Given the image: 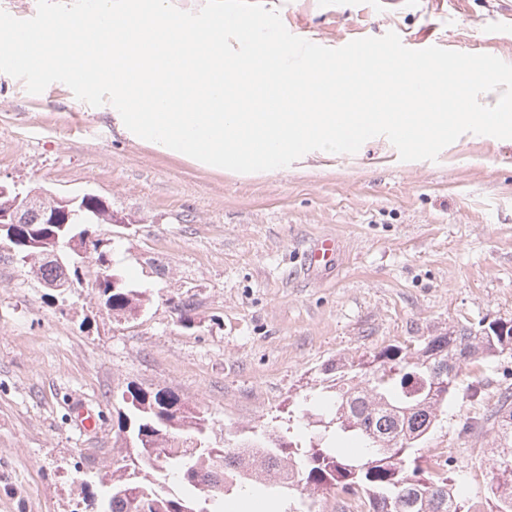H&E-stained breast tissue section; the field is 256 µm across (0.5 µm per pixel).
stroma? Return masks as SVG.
Listing matches in <instances>:
<instances>
[{
    "instance_id": "1",
    "label": "stroma",
    "mask_w": 512,
    "mask_h": 512,
    "mask_svg": "<svg viewBox=\"0 0 512 512\" xmlns=\"http://www.w3.org/2000/svg\"><path fill=\"white\" fill-rule=\"evenodd\" d=\"M286 29L334 47L396 32L465 53L508 54L487 38L512 0H264ZM0 183L68 198L95 194L119 221L93 224L138 315H105L92 283L58 297L0 248V512H92L81 480L125 448L120 396L164 388L206 419L183 448L321 429L340 359L418 344L463 321L512 320V140L463 134L434 161H401L382 137L318 167L239 177L159 155L120 136L64 85L33 95L0 73ZM336 239L338 261L304 256ZM481 384L474 400L467 387ZM512 385V353L467 369L421 441L447 458L471 512H496L489 431ZM97 419L79 428L76 403Z\"/></svg>"
}]
</instances>
